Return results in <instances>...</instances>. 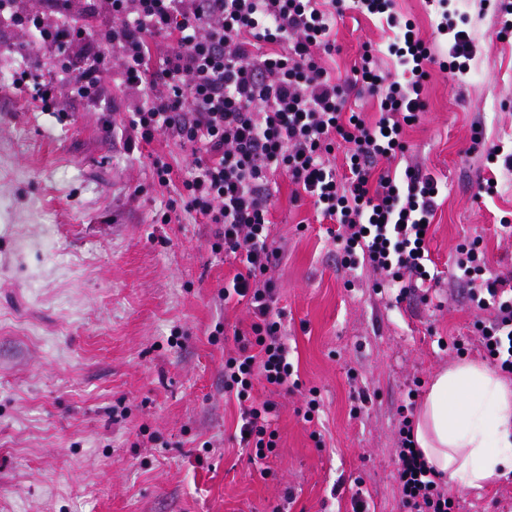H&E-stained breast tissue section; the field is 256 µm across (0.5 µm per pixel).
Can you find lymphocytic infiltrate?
Masks as SVG:
<instances>
[{"mask_svg":"<svg viewBox=\"0 0 512 512\" xmlns=\"http://www.w3.org/2000/svg\"><path fill=\"white\" fill-rule=\"evenodd\" d=\"M77 2L0 0V23L53 49L56 60V78L43 79L40 61L32 60L14 72L13 83L44 112H67L77 102L98 107L105 131L122 127L127 149L163 137L190 152L197 173L179 182L169 162L153 159V186L173 192L155 221L168 224L185 213L215 225L211 251L243 265L218 292L252 315L224 358V394L238 405L241 444L265 458L276 448L277 404L258 399L255 390L287 389L293 374L277 308L283 242L273 233L272 178L284 175L292 200L310 196L338 224L333 240L343 269L366 267L381 288L430 280L424 235L441 187L419 165L395 178L379 164L404 154L405 131L426 108L431 70L453 78L469 72L474 39L442 12L437 30L451 35L452 44L438 54L394 12L392 0H85L86 13L106 18L92 29L78 26ZM350 4L398 29L388 52L411 81L392 79L368 49L351 77L336 81L324 59L336 51V17ZM111 64L134 99L120 122L103 78ZM363 91L379 103L370 122L345 111L350 96ZM340 143L349 170L344 177L331 163ZM451 262L481 314V347L512 375V285L484 276L477 243L458 246ZM394 457L404 512H453L454 501L415 446L409 417L399 422Z\"/></svg>","mask_w":512,"mask_h":512,"instance_id":"1","label":"lymphocytic infiltrate"}]
</instances>
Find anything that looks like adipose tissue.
<instances>
[{"label": "adipose tissue", "mask_w": 512, "mask_h": 512, "mask_svg": "<svg viewBox=\"0 0 512 512\" xmlns=\"http://www.w3.org/2000/svg\"><path fill=\"white\" fill-rule=\"evenodd\" d=\"M417 449L435 471L467 488L512 473V384L464 360L440 372L419 405Z\"/></svg>", "instance_id": "1"}]
</instances>
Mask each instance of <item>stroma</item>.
Instances as JSON below:
<instances>
[{
  "mask_svg": "<svg viewBox=\"0 0 512 512\" xmlns=\"http://www.w3.org/2000/svg\"><path fill=\"white\" fill-rule=\"evenodd\" d=\"M476 55L463 80L432 71L427 109L408 129V157L443 187L428 292L378 294L347 285L311 198L292 202L279 179L274 232L278 306L298 385L274 394L277 446L251 459L224 400V338L247 328L217 290L239 265L212 253L215 225L189 215L157 224L168 195L150 181L154 154L175 179L190 157L160 139L131 152L104 133L99 110L43 112L11 76L33 47L0 24V512H403L394 468L400 415H415L432 377L460 359L485 360L476 312L449 255L478 241L489 274L512 277V172L470 156L473 126L512 142V34L493 6L450 0ZM419 37L446 49L437 0H394ZM333 67L345 79L364 45L392 77L396 31L352 9L336 18ZM497 191L485 193L486 181ZM317 419L301 411L309 389ZM291 501H284L285 490ZM460 512H500L512 475L451 489Z\"/></svg>",
  "mask_w": 512,
  "mask_h": 512,
  "instance_id": "stroma-1",
  "label": "stroma"
}]
</instances>
